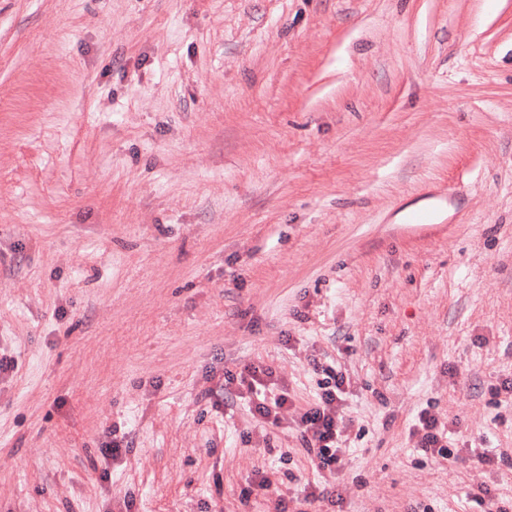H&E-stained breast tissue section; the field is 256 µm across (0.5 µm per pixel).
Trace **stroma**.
<instances>
[{"label":"stroma","mask_w":512,"mask_h":512,"mask_svg":"<svg viewBox=\"0 0 512 512\" xmlns=\"http://www.w3.org/2000/svg\"><path fill=\"white\" fill-rule=\"evenodd\" d=\"M0 356V512L512 502V0H0ZM250 364L277 428L213 399ZM313 372L319 376L317 400L300 417L298 436L317 469L336 467L339 436V408L344 402L345 376L336 364L314 360ZM418 427L423 432L418 442L417 452L427 459L448 460L454 452L450 449L448 433L441 427L436 418L428 410H422L418 415Z\"/></svg>","instance_id":"obj_1"}]
</instances>
